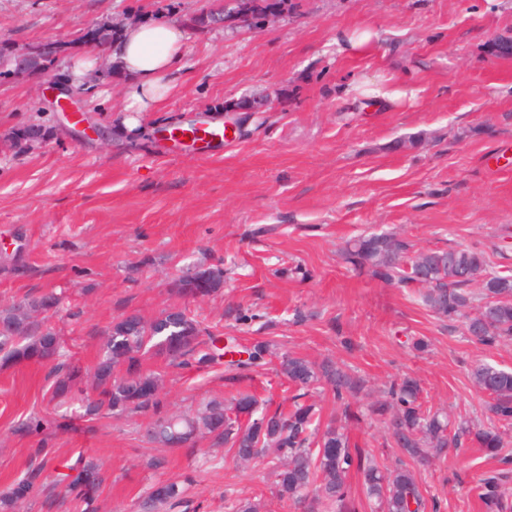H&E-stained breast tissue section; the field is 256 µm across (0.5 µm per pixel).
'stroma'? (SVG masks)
Returning <instances> with one entry per match:
<instances>
[{
	"instance_id": "stroma-1",
	"label": "stroma",
	"mask_w": 512,
	"mask_h": 512,
	"mask_svg": "<svg viewBox=\"0 0 512 512\" xmlns=\"http://www.w3.org/2000/svg\"><path fill=\"white\" fill-rule=\"evenodd\" d=\"M208 0H0V44L16 50L47 40L72 43L52 69L67 80L77 62L101 52L98 29L169 20L186 41L171 88L157 109L129 127L126 77L97 69L83 85L91 130L52 107L35 80L0 78V309L46 293L61 299L46 323L65 341L80 388L51 399L48 366L0 364V493L52 448L49 476L31 512H139L159 480L191 477L175 512H231L262 501V512H301L273 494L268 459L236 461L202 438L162 448L143 436L140 415L84 414L81 393L120 315L153 318L180 299L182 269L224 265V291L189 302L206 333L259 341L364 381L362 404L390 382L419 381L431 410L456 422H485L484 397L469 371L512 369V345L471 341L462 321L439 318L411 287L350 270L346 241L388 233L414 249L484 251L512 269V0H289L276 23L193 27ZM375 32L368 55L341 49L340 33ZM400 90L372 109L367 88ZM263 94L265 108L233 116L223 143L171 145L187 125L223 126L224 104ZM40 125L34 142L17 134ZM106 131V139L93 128ZM246 321H239V314ZM423 339L425 350L411 342ZM163 376L165 414L238 393L289 410L294 388L277 364L245 372L223 361L185 369L144 357ZM50 418L43 434L19 425ZM353 446L381 468L401 457L383 419L348 420ZM504 458L471 441L430 463L413 464L426 512H481L476 483L512 471V427ZM163 459L161 468L150 466ZM94 462L86 500L59 479Z\"/></svg>"
}]
</instances>
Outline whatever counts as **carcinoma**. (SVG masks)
<instances>
[{
	"mask_svg": "<svg viewBox=\"0 0 512 512\" xmlns=\"http://www.w3.org/2000/svg\"><path fill=\"white\" fill-rule=\"evenodd\" d=\"M343 257L355 269L367 271L386 283L415 285L422 289L420 301L441 318L480 323L472 339L484 346L512 343V271L488 267L484 252L471 247L446 251L410 252V244L392 234H371L347 243ZM476 291H471V287ZM224 288V268L219 264L198 266L175 280V291L184 299L212 296ZM59 299L45 294L0 309V361H34L50 364L57 373L52 397L71 390L77 371L61 361L64 347L52 328L40 323L41 313L56 311ZM217 337L202 338V329L187 307H172L147 322L132 312L108 329L102 357L94 371V396L85 401V415L96 417L102 410L115 414H153L145 436L163 446H183L199 434L208 435L234 458L248 461L273 452L276 495L298 500L302 492L314 488L318 505L336 512H354L347 475L361 474L368 497L376 500L380 512H423L426 501L407 463L399 461L382 471L361 449L350 448L342 425L315 426V404L299 402L320 384L329 387L343 408L342 415L358 419L363 412L353 409L364 389V381L330 363L316 365L290 353L278 356L281 371L301 393L294 396L293 408L282 412H259L258 400L240 393L230 405L213 400L194 415H160L163 380L157 372L136 368L141 357L151 352L167 365L179 367L191 362L205 365L219 348ZM273 355L268 341H258L245 361L231 360L238 368L258 367ZM125 374H117L118 367ZM473 385L489 397L487 418L495 425L473 428L467 423L450 430L448 418L423 406L417 380L393 382L386 398L371 406L370 412L385 416L384 424L396 444L410 458L426 461L449 448H458L462 439H471L488 455L496 457L504 448L499 426L512 425V371L487 363L472 368ZM42 465L0 496V512H20L38 492L43 466L51 460L48 448H39ZM505 470L490 471L477 480L478 499L485 512H508L504 485ZM184 486L177 481L153 485L143 504L149 512L172 508L183 501Z\"/></svg>",
	"mask_w": 512,
	"mask_h": 512,
	"instance_id": "cac0c4a2",
	"label": "carcinoma"
}]
</instances>
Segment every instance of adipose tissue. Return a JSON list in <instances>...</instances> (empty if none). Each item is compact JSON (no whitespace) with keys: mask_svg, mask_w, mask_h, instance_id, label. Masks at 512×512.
Masks as SVG:
<instances>
[{"mask_svg":"<svg viewBox=\"0 0 512 512\" xmlns=\"http://www.w3.org/2000/svg\"><path fill=\"white\" fill-rule=\"evenodd\" d=\"M184 44L182 27L171 21H144L124 29L110 54L129 82L128 111L144 112L161 101Z\"/></svg>","mask_w":512,"mask_h":512,"instance_id":"adipose-tissue-1","label":"adipose tissue"}]
</instances>
